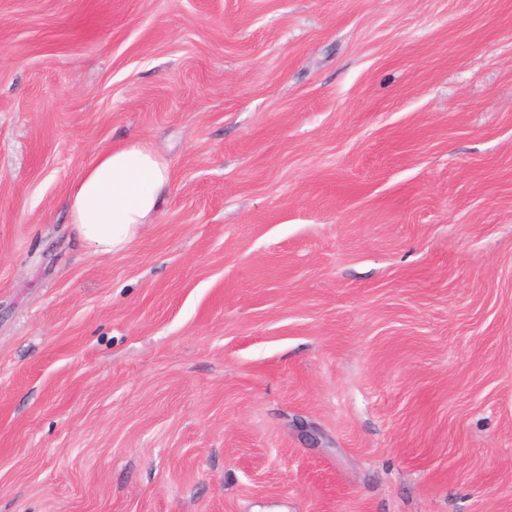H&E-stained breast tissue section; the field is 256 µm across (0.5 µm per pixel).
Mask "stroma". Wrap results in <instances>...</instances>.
Masks as SVG:
<instances>
[{"instance_id": "1", "label": "stroma", "mask_w": 512, "mask_h": 512, "mask_svg": "<svg viewBox=\"0 0 512 512\" xmlns=\"http://www.w3.org/2000/svg\"><path fill=\"white\" fill-rule=\"evenodd\" d=\"M0 512H512V0H0ZM170 180L167 160L148 143L100 148L68 188L72 224L96 252L126 251L159 214Z\"/></svg>"}]
</instances>
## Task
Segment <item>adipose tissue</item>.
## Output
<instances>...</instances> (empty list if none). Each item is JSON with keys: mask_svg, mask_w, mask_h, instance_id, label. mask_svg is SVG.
Wrapping results in <instances>:
<instances>
[{"mask_svg": "<svg viewBox=\"0 0 512 512\" xmlns=\"http://www.w3.org/2000/svg\"><path fill=\"white\" fill-rule=\"evenodd\" d=\"M170 180L167 160L150 144L98 149L67 191L79 237L101 254L126 251L159 214Z\"/></svg>", "mask_w": 512, "mask_h": 512, "instance_id": "1", "label": "adipose tissue"}]
</instances>
